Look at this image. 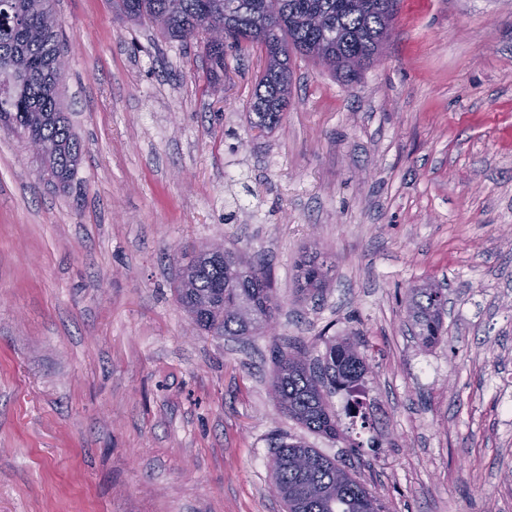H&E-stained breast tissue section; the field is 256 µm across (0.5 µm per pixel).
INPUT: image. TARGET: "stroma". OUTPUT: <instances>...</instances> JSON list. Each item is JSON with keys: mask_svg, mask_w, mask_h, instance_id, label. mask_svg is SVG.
<instances>
[{"mask_svg": "<svg viewBox=\"0 0 512 512\" xmlns=\"http://www.w3.org/2000/svg\"><path fill=\"white\" fill-rule=\"evenodd\" d=\"M68 189L0 128V512H285L278 439L341 461L388 512H512V0H396L376 65L344 83L292 55L290 103L250 125L264 68L114 0H54ZM223 242L266 258L282 308L247 340L198 329L174 282ZM336 268L296 284L311 248ZM433 279L422 348L405 297ZM355 334L369 426L307 431L270 391L271 352ZM316 248L306 251L297 265L299 291L310 298L322 296L334 264ZM445 288L432 281L411 288L407 298V315L414 335L428 348L437 344L443 333L446 313L443 297Z\"/></svg>", "mask_w": 512, "mask_h": 512, "instance_id": "stroma-1", "label": "stroma"}]
</instances>
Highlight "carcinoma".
I'll return each mask as SVG.
<instances>
[{"instance_id": "1", "label": "carcinoma", "mask_w": 512, "mask_h": 512, "mask_svg": "<svg viewBox=\"0 0 512 512\" xmlns=\"http://www.w3.org/2000/svg\"><path fill=\"white\" fill-rule=\"evenodd\" d=\"M0 13V126L23 139L41 141L45 174L57 186H70L82 145L64 112L57 86L64 69L58 26L50 0H11ZM122 14L148 22L166 37L186 42L204 31L219 30L222 40L204 42L211 84L224 73V41L236 47L252 31L263 32L267 66L251 106L253 127L280 124L290 101V53L297 52L330 70L346 83L379 55L394 16V0H119ZM299 291L322 296L334 264L317 249L297 265ZM177 300L202 330L226 336H254L276 318L281 304L271 288L266 265L235 247L217 255L207 247L181 266ZM445 289L426 281L409 290L407 315L414 335L428 348L443 333ZM272 395L289 419L308 431L340 437L329 396L338 389L357 390L368 368L357 338L331 344L324 358H310L303 343L277 349L272 357ZM271 481L287 512H379L380 500L346 466L302 440L281 441L271 464Z\"/></svg>"}]
</instances>
